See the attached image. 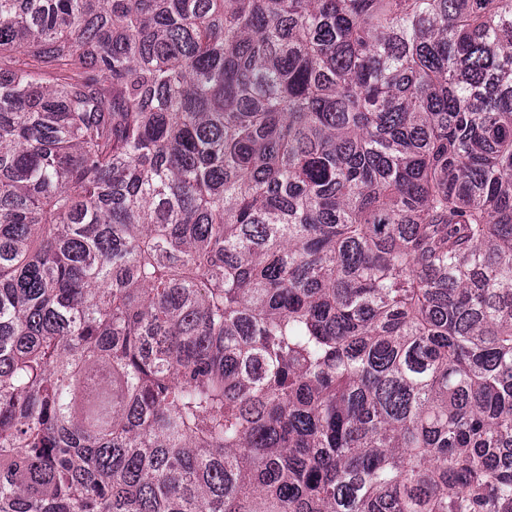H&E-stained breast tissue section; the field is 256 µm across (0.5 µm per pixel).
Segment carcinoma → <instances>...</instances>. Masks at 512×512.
Returning a JSON list of instances; mask_svg holds the SVG:
<instances>
[{
    "label": "carcinoma",
    "instance_id": "cac0c4a2",
    "mask_svg": "<svg viewBox=\"0 0 512 512\" xmlns=\"http://www.w3.org/2000/svg\"><path fill=\"white\" fill-rule=\"evenodd\" d=\"M0 512H512V0H0Z\"/></svg>",
    "mask_w": 512,
    "mask_h": 512
}]
</instances>
